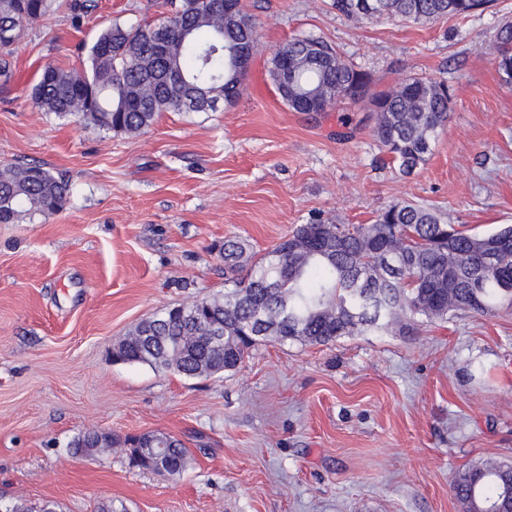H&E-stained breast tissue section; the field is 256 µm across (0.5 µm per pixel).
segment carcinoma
Wrapping results in <instances>:
<instances>
[{"instance_id": "carcinoma-1", "label": "carcinoma", "mask_w": 512, "mask_h": 512, "mask_svg": "<svg viewBox=\"0 0 512 512\" xmlns=\"http://www.w3.org/2000/svg\"><path fill=\"white\" fill-rule=\"evenodd\" d=\"M56 0H0V77L10 78V48L27 26L53 11ZM179 0L158 22L102 31L82 71L47 67L31 97L43 111L75 117L101 130L139 134L164 112H209L236 97L242 75L232 70L239 45L255 51V23L234 0ZM488 0H335L357 21L433 22L483 9ZM498 71L512 83V24L496 34ZM268 73L295 112H324L343 101L376 113L373 135L402 171L427 160L448 120L452 96L437 80L409 78L374 92L370 77L324 41L296 37L271 52ZM68 180L42 164L0 168V223L62 210ZM497 266L485 268L490 245ZM221 295L173 306L138 323L113 356L197 378L236 369L249 349L266 340L327 344L343 336L397 329L411 334L423 323L448 321L456 310L490 314L512 305V226L475 235L444 222L425 206L398 202L370 224H301L291 237L260 255L237 240L222 249ZM130 462L169 475L185 468L187 451L176 437L151 433L145 447L134 436L87 431L75 453L93 456L109 443ZM462 512H508L512 465L488 461L450 482Z\"/></svg>"}]
</instances>
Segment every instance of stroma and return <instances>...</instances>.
<instances>
[{
    "mask_svg": "<svg viewBox=\"0 0 512 512\" xmlns=\"http://www.w3.org/2000/svg\"><path fill=\"white\" fill-rule=\"evenodd\" d=\"M29 25L0 86V166L70 181L60 212L0 224V502L30 512H460L452 477L512 464V308L459 311L409 336L264 342L231 372L186 378L115 362L141 320L224 290L226 239L273 247L295 226L369 224L390 204L435 208L484 234L512 225V84L494 35L512 0L426 24L351 20L333 0H241L260 52L238 99L166 112L116 134L40 110L49 65L84 69L107 27L171 15V0H72ZM314 36L374 90L444 81L446 126L405 174L342 102L293 112L267 73L272 49ZM89 430L159 431L189 459L169 477L126 453L85 458Z\"/></svg>",
    "mask_w": 512,
    "mask_h": 512,
    "instance_id": "1",
    "label": "stroma"
}]
</instances>
